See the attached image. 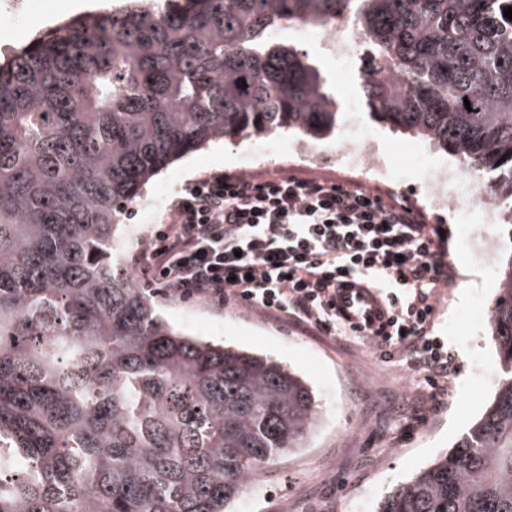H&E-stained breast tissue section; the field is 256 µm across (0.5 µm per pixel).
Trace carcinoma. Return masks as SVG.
Returning a JSON list of instances; mask_svg holds the SVG:
<instances>
[{
  "instance_id": "cac0c4a2",
  "label": "carcinoma",
  "mask_w": 512,
  "mask_h": 512,
  "mask_svg": "<svg viewBox=\"0 0 512 512\" xmlns=\"http://www.w3.org/2000/svg\"><path fill=\"white\" fill-rule=\"evenodd\" d=\"M509 6L128 0L1 59L0 512H228L300 447L319 422L312 388L170 325L119 262V226L213 142L336 134L319 69L273 41L297 24L360 28L370 115L465 160L512 226ZM489 327L486 409L377 512H512V257Z\"/></svg>"
}]
</instances>
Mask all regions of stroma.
<instances>
[{"mask_svg":"<svg viewBox=\"0 0 512 512\" xmlns=\"http://www.w3.org/2000/svg\"><path fill=\"white\" fill-rule=\"evenodd\" d=\"M11 27L0 26V58L26 45L34 20L50 25L72 18L70 0H23ZM387 158L388 196L419 209L426 223L443 230L444 283L437 288L435 331L448 339L453 361L448 386H427L422 372L402 361L387 362L377 347L354 336H326L292 318L275 319L243 307L219 308L178 295H155L158 312L185 333L224 341L289 365L313 387L322 417L304 447L276 458L249 489V507L234 512H375L384 496L410 474L451 447L489 402L497 380L496 352L486 313L497 297L498 273L512 256V226L473 210L466 224L432 208L423 180L397 156L407 136L360 112ZM296 136L274 134L239 143H216L177 160L157 175L150 191L171 195L181 186L215 174H239L254 160L255 176L295 172L336 178L335 139L321 141L314 164L289 161ZM497 245L494 255L474 251L477 237Z\"/></svg>","mask_w":512,"mask_h":512,"instance_id":"1","label":"stroma"}]
</instances>
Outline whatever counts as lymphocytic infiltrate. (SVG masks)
Returning a JSON list of instances; mask_svg holds the SVG:
<instances>
[{
  "mask_svg": "<svg viewBox=\"0 0 512 512\" xmlns=\"http://www.w3.org/2000/svg\"><path fill=\"white\" fill-rule=\"evenodd\" d=\"M441 258L419 211L371 189L293 172L217 174L175 193L132 267L158 294L291 315L327 336L359 333L336 314L337 283L376 278L393 291L392 316L370 342L435 388L451 361L433 333Z\"/></svg>",
  "mask_w": 512,
  "mask_h": 512,
  "instance_id": "f902f5d3",
  "label": "lymphocytic infiltrate"
}]
</instances>
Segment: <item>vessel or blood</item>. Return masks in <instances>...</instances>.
Instances as JSON below:
<instances>
[{"instance_id":"vessel-or-blood-1","label":"vessel or blood","mask_w":512,"mask_h":512,"mask_svg":"<svg viewBox=\"0 0 512 512\" xmlns=\"http://www.w3.org/2000/svg\"><path fill=\"white\" fill-rule=\"evenodd\" d=\"M336 313L352 326L377 331L386 324L389 308L380 288L352 279L336 291Z\"/></svg>"}]
</instances>
